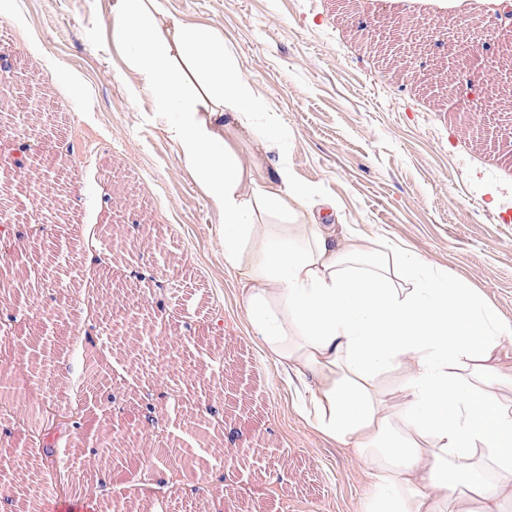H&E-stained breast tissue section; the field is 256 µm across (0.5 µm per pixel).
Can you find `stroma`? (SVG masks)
Returning <instances> with one entry per match:
<instances>
[{
    "instance_id": "stroma-1",
    "label": "stroma",
    "mask_w": 512,
    "mask_h": 512,
    "mask_svg": "<svg viewBox=\"0 0 512 512\" xmlns=\"http://www.w3.org/2000/svg\"><path fill=\"white\" fill-rule=\"evenodd\" d=\"M162 0L185 23L220 30L259 101L288 134L281 151L258 150L259 132L240 130L236 149L263 167L286 159L314 198L335 199L338 234L420 255L449 278L471 283L512 319V33L490 27V5L474 0ZM22 23L0 14V52L16 67L14 93L37 129L54 171L0 173V205L21 220L50 205L57 226L30 256L37 275L30 306L0 295V375L42 361L30 386L67 403L84 377L68 341L82 311L58 322L57 342L40 343L49 317L92 293L111 328L96 344L107 383L83 396L87 421L58 419L26 430L0 416V485L20 498L27 473L17 448L41 436L55 455L78 449L72 476L81 496L99 483L149 512L125 466L153 461L171 474L161 512H194L180 473L158 447L202 457L207 512H365L373 491L367 463L332 441L295 408L281 369L261 351L239 298V274L224 265V214L204 193L149 96L131 97L112 43L108 0H19ZM430 23L456 38L489 42L499 78L482 113L449 100L467 74L464 58L410 52L395 60L387 41L398 24ZM36 34L31 51L24 32ZM433 81L403 77L408 67ZM75 75L74 96L60 93ZM176 386L158 403L156 426L137 409L145 390ZM223 402V419L208 409ZM108 431L123 450L101 470L93 439Z\"/></svg>"
}]
</instances>
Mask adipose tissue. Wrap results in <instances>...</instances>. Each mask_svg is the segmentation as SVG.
Instances as JSON below:
<instances>
[{
	"label": "adipose tissue",
	"instance_id": "adipose-tissue-1",
	"mask_svg": "<svg viewBox=\"0 0 512 512\" xmlns=\"http://www.w3.org/2000/svg\"><path fill=\"white\" fill-rule=\"evenodd\" d=\"M112 42L170 138L224 213V264L240 273L261 350L298 407L370 466L367 512H512V321L416 253L340 236L335 201L312 208L286 165L259 170L232 145L262 109L215 28L161 0H109Z\"/></svg>",
	"mask_w": 512,
	"mask_h": 512
}]
</instances>
